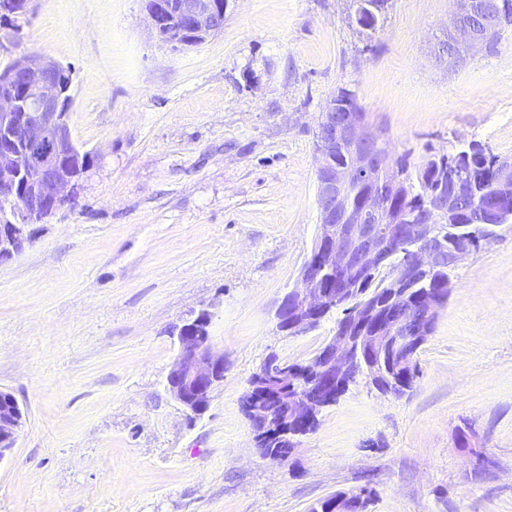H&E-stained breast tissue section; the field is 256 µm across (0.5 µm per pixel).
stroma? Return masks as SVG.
<instances>
[{
    "label": "stroma",
    "mask_w": 512,
    "mask_h": 512,
    "mask_svg": "<svg viewBox=\"0 0 512 512\" xmlns=\"http://www.w3.org/2000/svg\"><path fill=\"white\" fill-rule=\"evenodd\" d=\"M145 0H35L15 55L71 72L70 129L93 155L75 208L0 263V391L26 421L0 461V512H309L370 490L367 512H512V226L450 273L399 398L350 388L290 459L255 451L241 398L270 356L335 334L278 330L317 235L314 133L355 91L391 161L477 141L512 158V29L452 66L455 0H390L372 37L349 0H230L174 49ZM212 306L224 383L188 420L164 389L173 332Z\"/></svg>",
    "instance_id": "obj_1"
}]
</instances>
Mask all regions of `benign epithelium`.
I'll return each mask as SVG.
<instances>
[{"label":"benign epithelium","instance_id":"7a95c632","mask_svg":"<svg viewBox=\"0 0 512 512\" xmlns=\"http://www.w3.org/2000/svg\"><path fill=\"white\" fill-rule=\"evenodd\" d=\"M446 45L448 62L464 61L496 41L512 24L508 6L488 0H460ZM229 0H146L149 22L156 35L175 48L193 47L224 27ZM30 0H0V21L28 12ZM71 80L65 68L45 57L16 56L0 71V201L20 204L24 219L0 225V263L22 254L34 240L31 226L74 207L89 155L74 142L70 125ZM318 232L310 257L300 272L299 285L281 299L275 319L278 328L298 336L315 329L333 308L351 299V282L362 271L387 265L394 245L408 246L397 271L399 292L414 276L455 267L474 253L475 246L497 237L502 219L493 202L470 207L480 232H466L445 245L440 222L458 211L466 198L464 170L468 164L448 161V180L422 202L419 214L404 224H386V187L394 167L387 143L364 119L355 100H327L315 129ZM344 161L339 163L336 156ZM497 196L512 199V160L497 158L493 169ZM364 185L365 197L355 202L351 188ZM445 290L423 298L419 308L400 305L395 314L377 319L373 334H365L362 314L347 318L321 352L316 378L331 394L314 400L298 386L299 366L271 363L249 387L272 385L285 411L282 424L270 420L261 401L250 410L253 430L266 438L295 436V443L314 431L323 409L335 404L336 381L349 377L363 355L370 381L383 395H392L391 372L407 367L425 338L424 332L441 305ZM212 314L201 309L183 321L176 334L178 353L165 388L186 415L206 412L214 391L224 381V354L214 350ZM25 424V413L14 396L0 394V461L10 456Z\"/></svg>","mask_w":512,"mask_h":512}]
</instances>
